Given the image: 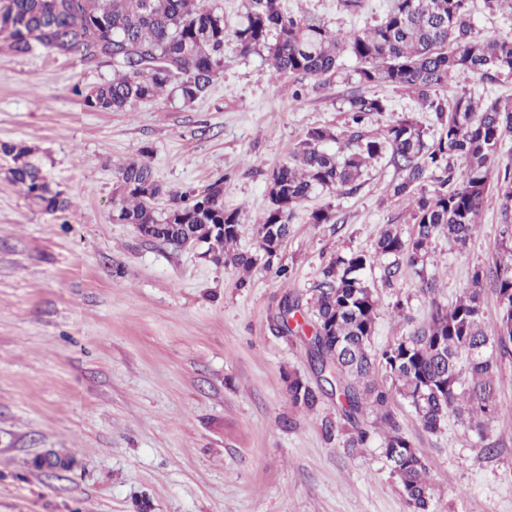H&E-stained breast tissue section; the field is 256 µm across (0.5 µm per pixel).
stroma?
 Instances as JSON below:
<instances>
[{"instance_id":"obj_1","label":"stroma","mask_w":512,"mask_h":512,"mask_svg":"<svg viewBox=\"0 0 512 512\" xmlns=\"http://www.w3.org/2000/svg\"><path fill=\"white\" fill-rule=\"evenodd\" d=\"M281 4L349 31L380 17L386 0H365L356 15L338 0ZM353 66L346 60L297 99L295 78L268 80L260 56L228 44L203 99L94 112L81 93L111 79L110 64L42 49L17 56L0 39V143L25 142L69 202L54 214L30 205L0 154V512H410L378 444L353 457L343 438L323 437L319 421L336 417L335 400L310 414L293 407L286 377H311L308 345L277 330L285 297L309 311L323 268L355 252L374 257L366 276L380 311L377 346L426 322L419 278L386 281L375 254L382 227L405 237L413 228L388 160L353 193L315 191L271 262L244 278L112 220L114 171L148 147L167 187L223 178L225 207L244 214L237 247L258 252L268 174L309 128H344ZM377 94L389 109L363 134L405 113L432 127V113L404 91ZM324 206L335 223H310ZM502 224L493 189L467 246L433 241L425 264L439 301L454 303L474 268L504 258ZM496 387L501 409L483 439L452 419L426 431L395 402L402 433L429 464L430 512H512V352L499 359ZM53 451L73 456L71 470L33 467Z\"/></svg>"}]
</instances>
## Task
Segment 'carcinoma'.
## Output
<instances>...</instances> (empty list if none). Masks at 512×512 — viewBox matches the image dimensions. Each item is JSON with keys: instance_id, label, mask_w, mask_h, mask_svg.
<instances>
[{"instance_id": "1", "label": "carcinoma", "mask_w": 512, "mask_h": 512, "mask_svg": "<svg viewBox=\"0 0 512 512\" xmlns=\"http://www.w3.org/2000/svg\"><path fill=\"white\" fill-rule=\"evenodd\" d=\"M474 0H389L374 24L356 31L334 29L318 19L283 11L280 0H245L237 25L207 0H0V35L18 55L37 46L85 62L112 63V78L82 92L87 108L123 112L138 101L170 91L185 105L203 98L224 71V46L231 42L242 56L265 58L267 76L319 79L335 74L343 57L355 61L357 89L345 98L347 127L309 129L291 161L268 177L269 205L257 222L261 249L271 256L288 236L297 205L317 188L349 194L365 172L387 157L402 177L391 187L407 201L414 224L405 240L393 226L383 228L376 252L391 259L386 280L410 269L429 298L426 323L411 328L381 350L373 345L378 302L366 277L371 256L352 253L332 260L312 302L314 345L310 365L336 372V379L313 384L288 374L290 401L307 411L325 398H336L341 419L350 426L346 451L357 454L374 435L398 477L410 512H429V465L402 434L392 402L400 397L430 432L448 417L484 434L499 411L496 398L498 355L512 345V257L489 268L472 270L470 284L451 305L437 299L438 281L424 272L432 241L440 236L460 247L479 230V215L491 183V164L503 137L512 132V104L487 105L464 87L449 100L439 94L451 82L479 77L493 83L512 77V39L485 32L474 18ZM385 85L411 93L434 114L428 133L403 114L384 133L366 137L359 131L388 102L364 92ZM338 144L332 154L323 149ZM14 160L10 181L47 213L63 211L67 202L52 189L41 170L29 162L23 143H0ZM141 157L116 170L115 213L118 224L146 226L150 240L167 246L199 241L215 263H231L247 272L258 255L237 251L239 209L224 207V178L203 190L166 188ZM467 166L457 175L454 160ZM432 182L425 190L422 183ZM504 216L512 214V170L497 183ZM168 199L165 209L155 201ZM498 300L496 330L486 328L485 289Z\"/></svg>"}]
</instances>
